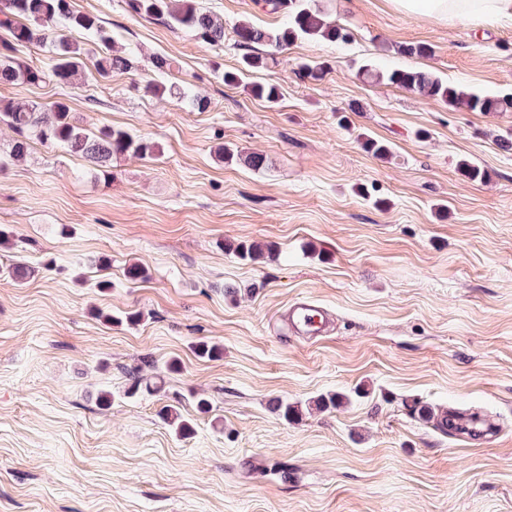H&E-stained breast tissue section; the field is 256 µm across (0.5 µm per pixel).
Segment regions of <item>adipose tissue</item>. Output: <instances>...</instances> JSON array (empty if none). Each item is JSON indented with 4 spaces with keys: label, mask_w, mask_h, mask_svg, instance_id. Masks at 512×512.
<instances>
[{
    "label": "adipose tissue",
    "mask_w": 512,
    "mask_h": 512,
    "mask_svg": "<svg viewBox=\"0 0 512 512\" xmlns=\"http://www.w3.org/2000/svg\"><path fill=\"white\" fill-rule=\"evenodd\" d=\"M406 14H424L446 24L466 20L478 27L512 21V0H392Z\"/></svg>",
    "instance_id": "adipose-tissue-1"
}]
</instances>
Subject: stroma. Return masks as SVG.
I'll use <instances>...</instances> for the list:
<instances>
[{
	"instance_id": "1",
	"label": "stroma",
	"mask_w": 512,
	"mask_h": 512,
	"mask_svg": "<svg viewBox=\"0 0 512 512\" xmlns=\"http://www.w3.org/2000/svg\"><path fill=\"white\" fill-rule=\"evenodd\" d=\"M323 3L352 42H295L229 86L243 54L234 25L278 28L284 13L195 0L224 22L223 44L207 45L125 0H73L138 67L95 80L88 57L74 85L0 87L19 102L67 99L77 124L120 126L161 151L101 174L38 142L13 161L0 123V512H512V152L496 142L512 112L427 104L356 76L370 62L512 92V22ZM416 43L430 55L400 54ZM156 54L173 63L164 82L203 110L145 93ZM300 59L325 63L323 79L298 76ZM250 82L277 84L279 103ZM366 134L391 156L367 153ZM224 144L264 154L267 169L218 162ZM464 158L490 179L463 181ZM240 242L277 252L244 261ZM15 259L35 270L21 285ZM133 265L145 278L128 279ZM103 274L110 290L95 286ZM301 299L332 316L328 336L274 331ZM199 341L222 356H197ZM132 370L160 389L128 395ZM333 393L342 402L312 407ZM276 399L304 404L301 418H282ZM173 404L188 436L160 416ZM417 405L480 414L491 430L470 442Z\"/></svg>"
}]
</instances>
